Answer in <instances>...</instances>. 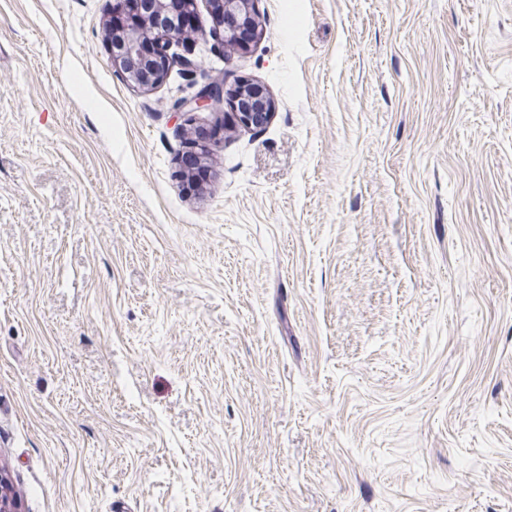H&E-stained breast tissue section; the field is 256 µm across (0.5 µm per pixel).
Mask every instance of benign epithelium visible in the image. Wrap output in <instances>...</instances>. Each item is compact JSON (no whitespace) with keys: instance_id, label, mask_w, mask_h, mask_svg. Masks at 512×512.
I'll return each mask as SVG.
<instances>
[{"instance_id":"1","label":"benign epithelium","mask_w":512,"mask_h":512,"mask_svg":"<svg viewBox=\"0 0 512 512\" xmlns=\"http://www.w3.org/2000/svg\"><path fill=\"white\" fill-rule=\"evenodd\" d=\"M257 0H211L213 30L224 49L245 54L250 42L263 35ZM196 11V0H112L110 17L126 16L125 27L109 29L112 67L123 73L133 87L149 92L162 85L178 50H191L194 40L206 36L197 27L176 29L166 18ZM230 108L232 123L260 130L276 108L268 89L258 82L228 85L222 79L205 82L189 98L175 103L179 112L216 111ZM0 512H21L20 500L10 494L8 480L0 473Z\"/></svg>"}]
</instances>
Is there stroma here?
Here are the masks:
<instances>
[{
	"mask_svg": "<svg viewBox=\"0 0 512 512\" xmlns=\"http://www.w3.org/2000/svg\"><path fill=\"white\" fill-rule=\"evenodd\" d=\"M111 8L0 0L25 512H512V0H258L150 93ZM214 78L271 122L175 111ZM212 4L213 30L218 34L225 50L246 54L250 42L263 35L260 16L256 9L258 0H210ZM249 33L248 39L243 38Z\"/></svg>",
	"mask_w": 512,
	"mask_h": 512,
	"instance_id": "35a3bbf8",
	"label": "stroma"
}]
</instances>
